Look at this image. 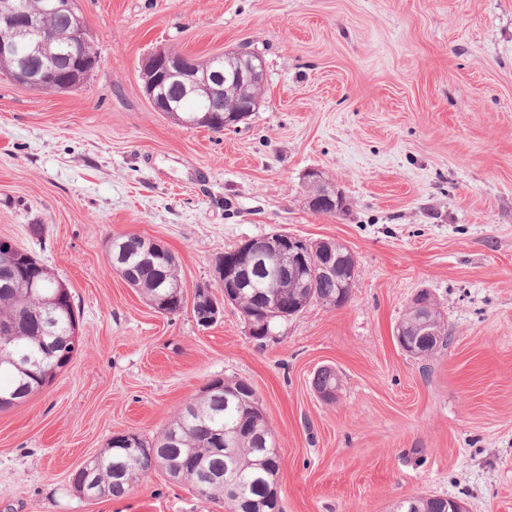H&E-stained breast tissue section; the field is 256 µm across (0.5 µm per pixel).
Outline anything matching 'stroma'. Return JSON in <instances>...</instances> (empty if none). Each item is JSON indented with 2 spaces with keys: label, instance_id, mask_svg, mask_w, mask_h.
Listing matches in <instances>:
<instances>
[{
  "label": "stroma",
  "instance_id": "1",
  "mask_svg": "<svg viewBox=\"0 0 512 512\" xmlns=\"http://www.w3.org/2000/svg\"><path fill=\"white\" fill-rule=\"evenodd\" d=\"M97 65L76 91L0 75V240L69 288L81 347L0 410V512H225L159 469L90 501L74 471L113 435H158L217 379L254 388L281 456L285 512H391L410 495L512 512V0H77ZM262 57L258 107L220 133L151 106L159 48ZM323 172L344 213L308 209ZM333 240L359 276L252 339L204 329L197 288L248 238ZM135 233L177 257L184 304L161 314L113 272ZM430 290L451 340L404 351L396 327ZM336 369L335 401L313 389Z\"/></svg>",
  "mask_w": 512,
  "mask_h": 512
}]
</instances>
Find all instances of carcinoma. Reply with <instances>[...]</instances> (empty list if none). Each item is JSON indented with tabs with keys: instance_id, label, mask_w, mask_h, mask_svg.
Instances as JSON below:
<instances>
[{
	"instance_id": "carcinoma-1",
	"label": "carcinoma",
	"mask_w": 512,
	"mask_h": 512,
	"mask_svg": "<svg viewBox=\"0 0 512 512\" xmlns=\"http://www.w3.org/2000/svg\"><path fill=\"white\" fill-rule=\"evenodd\" d=\"M29 10L36 13L43 27L56 34V42L49 49L52 59L65 68L70 50L71 23L68 12H45L43 0H27ZM165 93L179 106L175 121L179 124L193 116L200 117L204 107L224 104L223 87L214 86L208 92L189 93L180 82L170 81ZM149 238L136 234H119L108 243L107 260L110 268L131 278L136 289L153 308L168 305V313L182 308L178 298L183 293L180 265L177 259L162 266L142 261ZM266 253L259 270L250 273L245 294L240 297L238 311L249 316L258 328L254 339L262 341L284 321L275 317L265 321V299L274 296L283 308L302 311L306 306L320 303L339 308L346 304L351 289L343 287L350 278V266L336 261V273L319 276L311 288H303L295 277L284 281L279 277L280 247L276 235L265 241ZM236 257L239 264L252 268V255L238 246L224 252V258ZM40 281V290L28 292L30 277ZM65 289L36 257L25 250L15 254L0 251V325L9 326V334L0 336V410L25 402L43 388L74 358L72 330L78 323L75 311L54 312L45 305L43 297ZM433 329L439 337L410 336L408 345L417 349L431 344L428 354L448 345L447 326L442 315H437ZM335 370L325 368L314 376L313 387L321 391L336 388ZM252 414L235 397L225 398L222 392L204 389L187 402L155 439L139 437V447L152 448L166 460L188 458L200 469L188 471L181 483L191 487L198 499L220 502L226 512H273L284 508L268 500V487L277 478L280 458L274 455V434L267 421L261 419L253 429L245 432L235 444V457L229 458L224 449L214 443V431L226 426H248ZM95 488L98 498H121L132 485L116 480L121 470L132 472V480L140 478L151 468L150 463L138 460L124 447L109 442L107 448L95 455ZM392 512H448V499L440 496L411 495L398 500Z\"/></svg>"
}]
</instances>
